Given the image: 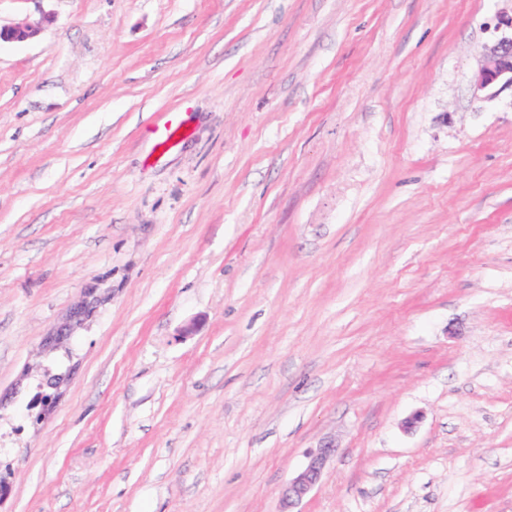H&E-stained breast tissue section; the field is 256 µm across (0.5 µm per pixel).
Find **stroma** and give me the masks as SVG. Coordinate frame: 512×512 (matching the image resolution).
<instances>
[{
  "label": "stroma",
  "mask_w": 512,
  "mask_h": 512,
  "mask_svg": "<svg viewBox=\"0 0 512 512\" xmlns=\"http://www.w3.org/2000/svg\"><path fill=\"white\" fill-rule=\"evenodd\" d=\"M510 12L0 0V512H512ZM499 35L485 46L473 83L475 98H492L511 89L512 93V13L496 25ZM50 17L42 15L38 19L27 21L25 23L2 27L0 25V43L3 42H25L36 37L48 23ZM335 447L330 442L320 444L308 454V460L302 470L288 481L280 491L279 512H301L295 510L321 482L324 470L330 462Z\"/></svg>",
  "instance_id": "1"
}]
</instances>
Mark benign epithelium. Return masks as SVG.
<instances>
[{"label":"benign epithelium","instance_id":"obj_1","mask_svg":"<svg viewBox=\"0 0 512 512\" xmlns=\"http://www.w3.org/2000/svg\"><path fill=\"white\" fill-rule=\"evenodd\" d=\"M49 20V16L43 15L19 25L0 26V42L30 40L42 31ZM496 31L499 35L492 44L485 46L473 83V95L479 99L492 98L504 90H512V16L501 18ZM334 452L335 447L330 442L310 451L305 466L280 491L279 512H297L298 506L321 482Z\"/></svg>","mask_w":512,"mask_h":512}]
</instances>
